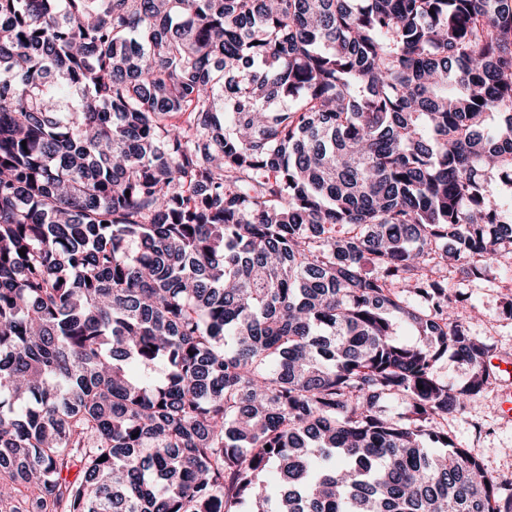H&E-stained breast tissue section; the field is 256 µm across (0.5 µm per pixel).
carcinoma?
Segmentation results:
<instances>
[{
    "label": "carcinoma",
    "instance_id": "carcinoma-1",
    "mask_svg": "<svg viewBox=\"0 0 512 512\" xmlns=\"http://www.w3.org/2000/svg\"><path fill=\"white\" fill-rule=\"evenodd\" d=\"M504 252L512 0H0L21 512H512L442 275ZM439 372L445 381L454 387L462 386L469 376V368L448 353L438 364Z\"/></svg>",
    "mask_w": 512,
    "mask_h": 512
}]
</instances>
